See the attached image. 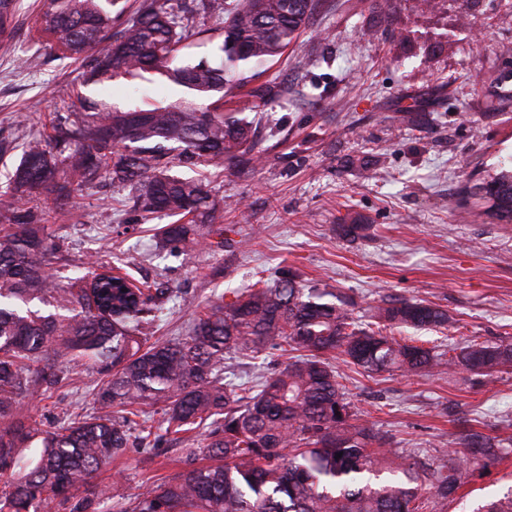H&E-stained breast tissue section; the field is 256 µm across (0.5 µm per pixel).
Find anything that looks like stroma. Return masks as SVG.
<instances>
[{"label":"stroma","instance_id":"obj_1","mask_svg":"<svg viewBox=\"0 0 512 512\" xmlns=\"http://www.w3.org/2000/svg\"><path fill=\"white\" fill-rule=\"evenodd\" d=\"M36 10L37 0H19L14 33L0 40V141L11 146L0 157V195L23 147L73 115L77 94L122 108L172 94L158 79L85 84L82 61L32 41ZM250 86L232 107L257 120L260 161L180 170L205 183L216 223L229 228L224 247L191 242L171 253L155 232L166 217L143 221L131 187L102 178L51 215L57 283L98 261L162 289V316L147 329L160 339L185 335L228 290L288 269L351 296L363 320L383 296L447 309V329L422 333L440 346L512 341V224L476 215L463 193L512 156V0H318L297 41ZM401 112L411 120L396 122ZM342 217L370 225L368 237L339 238ZM334 364L357 417L427 462L446 461L467 428L512 436L502 421L512 415V366L436 378ZM69 375L71 384L23 402L46 428L99 382L79 367ZM180 448L169 435L163 455L133 448L103 468L93 485L106 493L102 512L135 497L144 476L174 475ZM511 492L512 457L492 460L438 512H473Z\"/></svg>","mask_w":512,"mask_h":512}]
</instances>
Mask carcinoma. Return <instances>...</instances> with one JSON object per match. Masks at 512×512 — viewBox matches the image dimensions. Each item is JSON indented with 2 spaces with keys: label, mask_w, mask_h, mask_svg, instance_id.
<instances>
[{
  "label": "carcinoma",
  "mask_w": 512,
  "mask_h": 512,
  "mask_svg": "<svg viewBox=\"0 0 512 512\" xmlns=\"http://www.w3.org/2000/svg\"><path fill=\"white\" fill-rule=\"evenodd\" d=\"M141 0L119 34L112 14L121 0H39L33 38L60 58L83 59L88 80L157 76L179 87L169 103L132 108L77 95L90 120L53 127L48 140L68 150L58 172L47 144L29 143L13 168L9 223L0 225V512H99L89 486L102 467L131 448L153 455L164 435L184 443L174 476L147 482L117 512H426L423 491L446 501L503 440L471 430L448 460L421 461L417 448H392L376 426L354 418L332 359L340 355L367 374L434 375L447 369L492 373L512 364V343L472 341L445 356L433 347L383 335L387 328H448V311L410 299L382 298L372 321L353 316L352 302L308 287L287 272L219 298L186 336L149 342L159 319L155 297L125 277L91 271L64 288L46 273L54 246L45 234L50 211L14 206L35 193L66 201L97 177L128 183L142 216L189 219L165 224L160 239L176 248L215 205L206 186L172 173L181 164L250 165L259 140L253 123L224 111L247 72L281 55L318 0ZM18 0H0V39L12 35ZM219 23L223 41L209 61L180 64L195 36L193 14ZM483 214L512 224V173L476 186ZM369 224H338L336 234L366 236ZM65 310L46 313L34 301ZM289 354L280 366L256 367L251 384L224 377V361ZM102 376L91 409L59 424L27 414L23 401L66 380L63 367ZM159 414L158 434L145 415ZM206 463H199L200 459ZM476 512H512V495Z\"/></svg>",
  "instance_id": "obj_1"
}]
</instances>
